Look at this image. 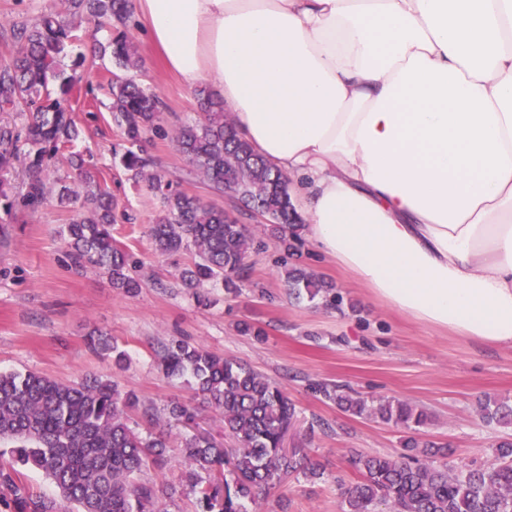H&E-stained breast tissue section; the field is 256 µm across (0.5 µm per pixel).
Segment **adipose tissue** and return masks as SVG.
Here are the masks:
<instances>
[{"label":"adipose tissue","instance_id":"ef3b65f1","mask_svg":"<svg viewBox=\"0 0 512 512\" xmlns=\"http://www.w3.org/2000/svg\"><path fill=\"white\" fill-rule=\"evenodd\" d=\"M386 304L512 347V0H133Z\"/></svg>","mask_w":512,"mask_h":512}]
</instances>
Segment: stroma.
I'll return each mask as SVG.
<instances>
[{
    "instance_id": "1",
    "label": "stroma",
    "mask_w": 512,
    "mask_h": 512,
    "mask_svg": "<svg viewBox=\"0 0 512 512\" xmlns=\"http://www.w3.org/2000/svg\"><path fill=\"white\" fill-rule=\"evenodd\" d=\"M128 31L139 56L136 81L165 103L161 129L148 134L145 147L157 169L184 192L210 196L171 140L174 128L198 119L197 90L165 68L142 22L129 19ZM110 36L107 28L81 36L59 58L61 69L82 76L81 93L70 100L82 131L74 148L93 155L101 183L118 202L114 238L140 261L145 274L162 284L143 283L129 296L113 288L107 274L75 272L60 235L71 207L53 201L33 214L17 211L0 236V370L36 371L62 382L104 376L157 409L174 402L195 407L200 427L220 440L219 415L183 380L166 377L155 352L178 338L245 362L285 386L302 417L286 445L301 448L324 470L319 479L289 478L287 512H339L345 490L358 479L353 459L402 451L400 428L341 411L314 391L321 381L345 382L367 396L396 397L428 408L434 419L424 437L447 446L449 464L486 466L496 444L512 436V430L484 422L479 402L488 394L512 397L511 348L464 340L371 298L350 272L308 240L296 263L331 284L342 302L331 308L318 300L295 299L285 283L283 254L264 224L221 196L214 197L216 204L250 227V278L235 294L211 289L207 306L176 287L193 255L155 252L149 230L162 209L161 197L146 183L131 180L115 153L123 142L109 112L113 64L91 53L94 40ZM244 320L263 327L265 338L239 335L236 327ZM93 333L127 353L125 369L114 368L111 357L89 348L87 338ZM315 417L326 421L328 430L308 433L307 423Z\"/></svg>"
}]
</instances>
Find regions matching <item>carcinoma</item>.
Returning <instances> with one entry per match:
<instances>
[{
    "mask_svg": "<svg viewBox=\"0 0 512 512\" xmlns=\"http://www.w3.org/2000/svg\"><path fill=\"white\" fill-rule=\"evenodd\" d=\"M61 2V10L0 23V33H8L13 43L12 54L0 59V114L16 116L13 121L0 119V183L16 165L26 169L18 202L5 203L4 210L10 217L18 204L37 212L52 198L50 173L65 168L66 177L82 187L77 191L65 186L57 195L59 204L74 211L62 229L71 265L79 273L102 271L113 287L133 295L141 279L129 275L137 261L112 237V194L98 180L92 156L62 153L80 136L64 106L80 77L57 67L58 57L76 39L75 17L112 26L110 41L95 42V56L109 57L120 70L134 65L137 49L126 30L131 3ZM50 77L58 81L55 98L47 91ZM108 88L112 120L127 144L121 161L132 179L148 183L163 198V210L150 231L153 246L161 254H194L193 264L178 279L206 306L208 288L220 283L234 290L247 276L252 244L248 227L228 223L223 207L179 190L153 170L141 142L162 121L155 93L117 73ZM197 96L201 118L175 130L177 150L214 194L267 212L279 249L294 255L304 224L292 203L288 178L237 136L223 101L204 88ZM286 279L295 297L312 301L320 296L336 304L333 288L313 273L293 265L286 269ZM89 343L112 354L115 366H124L126 354L116 345L93 337ZM158 357L166 376L188 377L220 416L224 435L235 447L226 448L206 433L186 436L179 454L188 468L187 484L163 491L147 472L167 465V429L193 427L194 408L173 403L161 413L134 391H121L98 376L65 383L32 371H1L0 442L11 448L0 451V489L8 492L13 512H169L167 506L187 491L195 496L196 512H249L247 504L282 490L293 475L321 477L320 463L283 447L300 418L281 384L182 339L161 345ZM315 390L345 412L391 423L407 433L406 454L354 459L360 478L347 490L340 512H512L511 440L501 441L483 468L450 469L446 448L417 439L430 422L425 410L395 397L369 398L345 384L321 383ZM480 411L487 423L512 428V399L487 397L480 401ZM25 470L41 472L58 495L31 492L23 481Z\"/></svg>",
    "mask_w": 512,
    "mask_h": 512,
    "instance_id": "carcinoma-1",
    "label": "carcinoma"
}]
</instances>
